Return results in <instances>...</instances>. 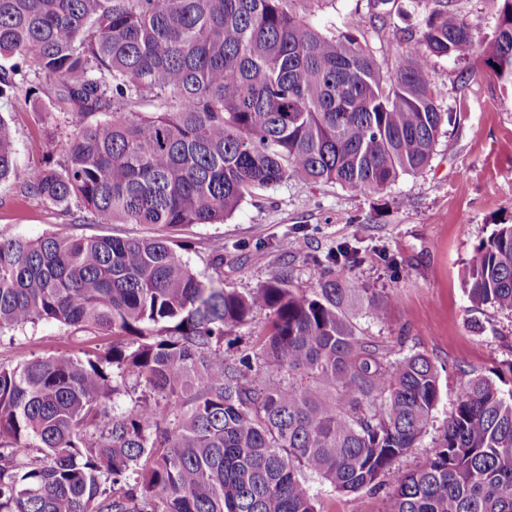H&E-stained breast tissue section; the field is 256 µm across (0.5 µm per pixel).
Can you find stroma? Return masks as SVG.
Here are the masks:
<instances>
[{"instance_id":"1","label":"stroma","mask_w":512,"mask_h":512,"mask_svg":"<svg viewBox=\"0 0 512 512\" xmlns=\"http://www.w3.org/2000/svg\"><path fill=\"white\" fill-rule=\"evenodd\" d=\"M481 44L497 33L499 0H452ZM424 0H395L376 9L372 0H316L307 18L326 35L353 32L364 37L382 67H392L405 32H415ZM433 68L439 101L452 120L438 138L434 155L419 174L401 177L379 193L353 194L336 184L291 178L248 198L221 224L182 230L190 241L185 258L203 278L212 270L215 249L224 251L225 288L246 294L280 271L292 285L307 287L314 261L343 246L358 253L338 263L336 274L350 284L395 295L384 320L353 313L364 334L402 352H421L438 367L441 394L433 424L416 448L383 478L378 493L341 495L315 484L324 512H388L400 471L434 454L460 389L473 376L495 377L512 359V313L474 309L464 278L475 248L497 225L512 224V87L484 70V56L440 58ZM48 96L37 101L0 99V114L15 130L17 160L57 165L68 150L72 118L53 114ZM160 225L90 223L79 210L62 214L40 200L0 184V237L38 239L112 234L151 237ZM82 333L54 322L0 335V366L13 367L47 355L81 357Z\"/></svg>"}]
</instances>
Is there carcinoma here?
I'll list each match as a JSON object with an SVG mask.
<instances>
[{
    "instance_id": "obj_1",
    "label": "carcinoma",
    "mask_w": 512,
    "mask_h": 512,
    "mask_svg": "<svg viewBox=\"0 0 512 512\" xmlns=\"http://www.w3.org/2000/svg\"><path fill=\"white\" fill-rule=\"evenodd\" d=\"M303 0H0V98L41 79L78 117L59 167L16 161L0 115V183L93 224H216L290 177L382 191L430 163L452 116L431 62L474 52L443 0L384 71L367 41L329 37ZM488 74L512 85V0H501ZM149 104L152 112L140 107ZM168 235L0 238V334L54 322L110 336L81 358L0 366V512H323L334 491L380 489L427 432L437 368L357 330L395 297H364L319 261L310 286L281 272L243 295L224 252L202 280ZM476 306L512 312V224L480 243L465 280ZM270 314L258 352L224 340ZM141 388L114 412L119 382ZM390 512H512V389H461L438 449L402 473Z\"/></svg>"
}]
</instances>
